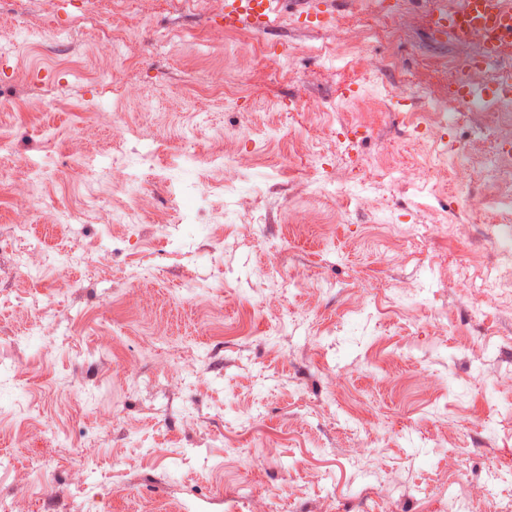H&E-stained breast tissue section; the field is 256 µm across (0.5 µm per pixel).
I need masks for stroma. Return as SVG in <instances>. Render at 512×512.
Returning a JSON list of instances; mask_svg holds the SVG:
<instances>
[{
  "label": "stroma",
  "instance_id": "obj_1",
  "mask_svg": "<svg viewBox=\"0 0 512 512\" xmlns=\"http://www.w3.org/2000/svg\"><path fill=\"white\" fill-rule=\"evenodd\" d=\"M398 8L404 21L377 40L381 0H353L324 26L284 16L260 34L224 33V0H0V47L12 59L0 68V124L17 154L56 173L48 196L104 204L89 224L31 218L18 240L15 215L0 210V456L11 460L0 495L20 502L32 492L35 512H78L84 499L98 512H266L241 488L256 456L257 479L282 491L287 512H434L432 494L448 481L467 499L512 463V387L500 385L512 376V297L486 317L469 308L482 271L512 285L503 252L512 214L489 206L495 189L480 178L460 191L433 167L462 149L478 160L483 148L469 135L492 116L456 113L439 154L420 139L429 102L451 96L457 47L433 40L419 0ZM114 35L151 111L72 75L101 69L94 44ZM254 38L288 63L239 54ZM217 80L239 89L236 102L212 96ZM56 85L58 104L27 114ZM104 106L137 128L120 148L103 118H77ZM198 113L209 137L250 162L234 190L218 168L146 159L154 143H179ZM85 146L111 154L130 180H153L150 215L113 221L111 175L82 179L69 167ZM320 154L326 164L313 169ZM380 161L412 165L415 182L351 180ZM323 188L346 193L341 223L316 214L313 228L291 227V209L313 206ZM174 191L188 203L179 223L169 218ZM438 222L448 235L395 241L407 260L377 268L383 225ZM96 242L109 267L80 264ZM273 262L292 280L284 302L264 274ZM368 279L389 297L347 314L352 286ZM119 359L142 373L135 388L115 373ZM170 359L180 365L173 377L160 370ZM321 359L349 371L346 389L316 371ZM372 398L376 414L404 426L357 464L352 429ZM116 404L122 418L101 425ZM59 441L90 464L83 485L64 469L40 475L37 458Z\"/></svg>",
  "mask_w": 512,
  "mask_h": 512
}]
</instances>
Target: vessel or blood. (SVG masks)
Instances as JSON below:
<instances>
[{
	"label": "vessel or blood",
	"mask_w": 512,
	"mask_h": 512,
	"mask_svg": "<svg viewBox=\"0 0 512 512\" xmlns=\"http://www.w3.org/2000/svg\"><path fill=\"white\" fill-rule=\"evenodd\" d=\"M429 29L436 39L453 35L465 39L471 30L488 33L485 54L497 59L512 47V0H458L455 6L443 0H424ZM301 22L326 25L336 16V0H224V28L243 27L261 32L271 29L282 11Z\"/></svg>",
	"instance_id": "b4317fda"
}]
</instances>
